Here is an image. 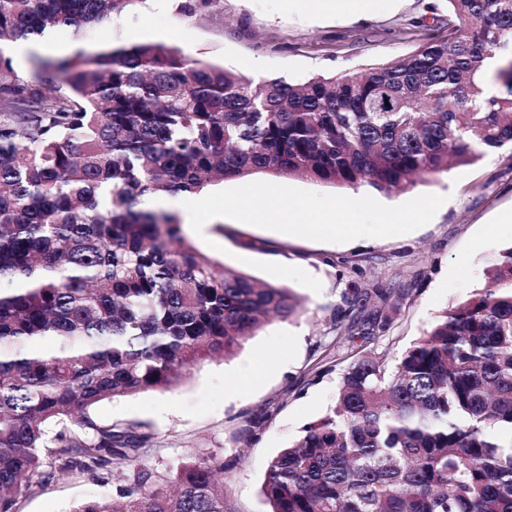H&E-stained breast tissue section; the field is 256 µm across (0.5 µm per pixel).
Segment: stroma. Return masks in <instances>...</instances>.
Masks as SVG:
<instances>
[{"label":"stroma","instance_id":"35a3bbf8","mask_svg":"<svg viewBox=\"0 0 512 512\" xmlns=\"http://www.w3.org/2000/svg\"><path fill=\"white\" fill-rule=\"evenodd\" d=\"M445 13L447 0H369L365 12L299 11L289 0H213L186 19L177 0H135L98 26L97 45L141 42L179 49L193 60L223 66L261 81L305 80L409 54L404 31L426 13ZM424 194L445 202L427 225L388 238L324 243L224 219L223 231L206 223L193 236L197 249L254 278L293 288L305 303L300 318L271 319L232 357L196 364L178 384L98 404L101 425H141L151 439L143 465L164 474L182 460L214 454L230 462L224 485L235 512H269L261 484L270 458L296 440L303 427L335 402L341 372L311 369L331 334L333 311L352 276V265L385 288H409L413 301L395 316L390 333L373 346L396 354L428 331L442 312L489 284L487 272L512 247V149L502 148L418 183L412 190L375 193L396 206ZM263 361L257 382L228 394L225 382ZM280 410L258 437L245 419L267 402ZM122 480L88 474L59 475L21 498L16 512H69L75 502L115 495Z\"/></svg>","mask_w":512,"mask_h":512}]
</instances>
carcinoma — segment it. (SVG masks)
Returning <instances> with one entry per match:
<instances>
[{
    "label": "carcinoma",
    "mask_w": 512,
    "mask_h": 512,
    "mask_svg": "<svg viewBox=\"0 0 512 512\" xmlns=\"http://www.w3.org/2000/svg\"><path fill=\"white\" fill-rule=\"evenodd\" d=\"M134 2L0 0V512L100 470L127 483L71 512H233L218 456L164 479L141 467L149 434L90 411L166 390L305 306L201 253L144 198L256 173L388 193L512 146V0H447L407 56L301 82L153 43L34 55L29 77L1 50L82 36ZM489 279L399 356L350 351L335 404L268 463L270 512H512V248ZM411 302L357 275L315 374Z\"/></svg>",
    "instance_id": "carcinoma-1"
}]
</instances>
